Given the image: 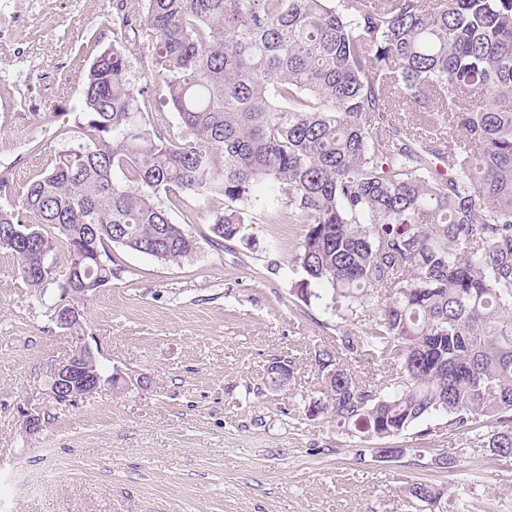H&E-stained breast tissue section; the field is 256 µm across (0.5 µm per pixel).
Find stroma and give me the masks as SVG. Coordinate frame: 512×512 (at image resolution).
<instances>
[{
    "mask_svg": "<svg viewBox=\"0 0 512 512\" xmlns=\"http://www.w3.org/2000/svg\"><path fill=\"white\" fill-rule=\"evenodd\" d=\"M141 11V0H0V172L11 179L0 207L80 142L84 80L101 52L116 48L152 81ZM257 195L249 244L226 249L209 231L223 198L160 195L195 253L167 264L114 249L121 273L86 303L77 334L52 321L54 293L31 292L0 251V512H418L410 480L470 484L488 512H512V457L421 423L399 437L401 459L378 462L380 440L306 415L321 389L316 351L369 318L340 325L298 299L304 227L284 215L270 223L265 189ZM82 338L106 381L77 404L57 402L52 374ZM277 358L295 366L273 392ZM29 410L45 417L35 436ZM462 447L461 473L436 467Z\"/></svg>",
    "mask_w": 512,
    "mask_h": 512,
    "instance_id": "1",
    "label": "stroma"
}]
</instances>
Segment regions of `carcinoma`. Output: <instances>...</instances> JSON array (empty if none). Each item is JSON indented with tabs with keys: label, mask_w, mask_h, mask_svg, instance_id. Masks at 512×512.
I'll list each match as a JSON object with an SVG mask.
<instances>
[{
	"label": "carcinoma",
	"mask_w": 512,
	"mask_h": 512,
	"mask_svg": "<svg viewBox=\"0 0 512 512\" xmlns=\"http://www.w3.org/2000/svg\"><path fill=\"white\" fill-rule=\"evenodd\" d=\"M139 32L180 132L151 126L150 87L120 52L97 56L77 125L88 141L0 208V250L27 287H66L39 248L64 250L73 277L92 266L94 289L114 247L191 257L162 193L224 198L210 230L243 241L264 184L272 218L285 205L306 225L298 298L345 321L371 308L342 351L392 370L372 384L323 349L306 413L379 440L441 420L511 456L512 0H144Z\"/></svg>",
	"instance_id": "cac0c4a2"
}]
</instances>
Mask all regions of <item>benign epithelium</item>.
Here are the masks:
<instances>
[{"mask_svg": "<svg viewBox=\"0 0 512 512\" xmlns=\"http://www.w3.org/2000/svg\"><path fill=\"white\" fill-rule=\"evenodd\" d=\"M89 289L76 291L63 288L53 305L52 320L60 328L66 329L73 322L84 321V306L88 301ZM97 356L86 340L77 343L74 352L60 365L52 376L50 392L61 403L75 404L85 396L99 390L103 381L102 372L97 367Z\"/></svg>", "mask_w": 512, "mask_h": 512, "instance_id": "obj_1", "label": "benign epithelium"}]
</instances>
